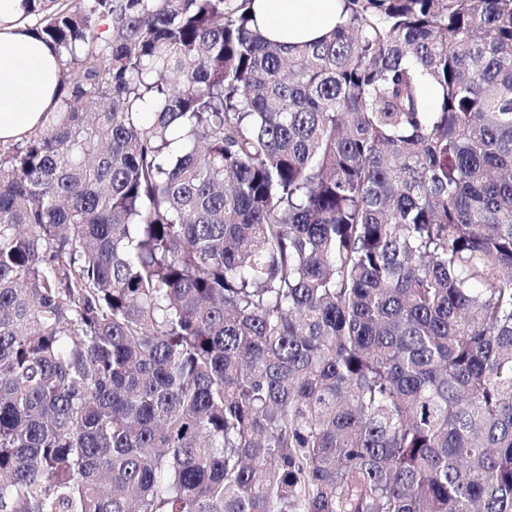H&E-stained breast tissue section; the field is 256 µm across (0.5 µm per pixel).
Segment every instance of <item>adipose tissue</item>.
<instances>
[{
    "mask_svg": "<svg viewBox=\"0 0 512 512\" xmlns=\"http://www.w3.org/2000/svg\"><path fill=\"white\" fill-rule=\"evenodd\" d=\"M260 32L272 40L315 41L342 21V0H255ZM24 0H0V142L35 129L58 105L55 49L23 22Z\"/></svg>",
    "mask_w": 512,
    "mask_h": 512,
    "instance_id": "ef3b65f1",
    "label": "adipose tissue"
}]
</instances>
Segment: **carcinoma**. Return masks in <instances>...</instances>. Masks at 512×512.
Instances as JSON below:
<instances>
[{"label": "carcinoma", "mask_w": 512, "mask_h": 512, "mask_svg": "<svg viewBox=\"0 0 512 512\" xmlns=\"http://www.w3.org/2000/svg\"><path fill=\"white\" fill-rule=\"evenodd\" d=\"M253 2L34 28L0 512H512V0H343L293 46Z\"/></svg>", "instance_id": "1"}]
</instances>
